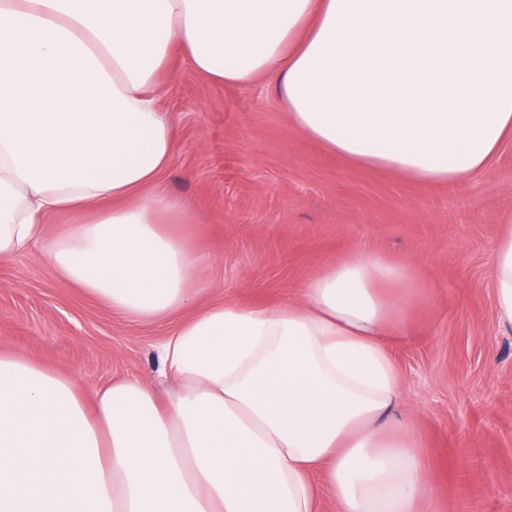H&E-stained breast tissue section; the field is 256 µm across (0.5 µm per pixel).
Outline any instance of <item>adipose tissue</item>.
<instances>
[{
  "instance_id": "ef3b65f1",
  "label": "adipose tissue",
  "mask_w": 512,
  "mask_h": 512,
  "mask_svg": "<svg viewBox=\"0 0 512 512\" xmlns=\"http://www.w3.org/2000/svg\"><path fill=\"white\" fill-rule=\"evenodd\" d=\"M177 47L215 82L274 76L295 131L412 181L464 182L512 140V0H0V258L41 247L113 310L174 323L164 403L0 351V512H322L327 492L434 512L391 351L415 270L356 250L301 301L200 303L206 261L162 184ZM492 288L512 334V232Z\"/></svg>"
}]
</instances>
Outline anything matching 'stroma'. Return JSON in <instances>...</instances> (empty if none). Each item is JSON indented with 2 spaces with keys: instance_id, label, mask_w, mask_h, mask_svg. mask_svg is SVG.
Instances as JSON below:
<instances>
[{
  "instance_id": "obj_1",
  "label": "stroma",
  "mask_w": 512,
  "mask_h": 512,
  "mask_svg": "<svg viewBox=\"0 0 512 512\" xmlns=\"http://www.w3.org/2000/svg\"><path fill=\"white\" fill-rule=\"evenodd\" d=\"M163 102L177 131L167 194L208 257L202 301H296L356 249L415 269L409 334L394 341L437 512H512V335L496 325L491 259L512 220V142L471 180L418 183L352 165L295 133L270 79L221 85L173 56ZM169 323L131 321L40 252L0 259V349L87 388L158 377Z\"/></svg>"
}]
</instances>
